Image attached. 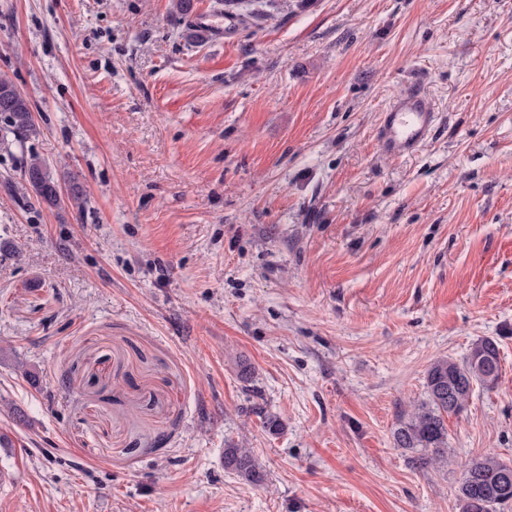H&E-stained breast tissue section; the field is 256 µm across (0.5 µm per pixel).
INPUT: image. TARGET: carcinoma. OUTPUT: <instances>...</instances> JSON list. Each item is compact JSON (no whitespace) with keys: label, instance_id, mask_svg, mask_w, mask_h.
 <instances>
[{"label":"carcinoma","instance_id":"obj_1","mask_svg":"<svg viewBox=\"0 0 512 512\" xmlns=\"http://www.w3.org/2000/svg\"><path fill=\"white\" fill-rule=\"evenodd\" d=\"M213 4L218 6L213 16L232 20L245 28L255 16L254 0H213ZM176 10L187 26L206 29L202 22L194 20V0H177ZM0 120L17 138L26 139L38 134L29 100L6 77H0ZM5 186L16 193L31 192L49 206H56L61 201L59 185L46 160L38 155L23 160L21 181L7 180ZM500 374L498 343L490 337L477 340L460 362L448 357L434 360L426 371L425 397L413 404L393 429L392 437L397 447L417 452L416 463L421 467L447 460L448 425L445 417L461 414L473 386L478 384L490 390L496 386ZM224 468L253 485H259L265 479L253 451L236 444L224 448ZM506 469L512 470V464L489 455L468 463L458 488L461 512H492L498 506L511 503L512 481L505 483L501 479Z\"/></svg>","mask_w":512,"mask_h":512}]
</instances>
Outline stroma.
I'll return each instance as SVG.
<instances>
[{"label": "stroma", "mask_w": 512, "mask_h": 512, "mask_svg": "<svg viewBox=\"0 0 512 512\" xmlns=\"http://www.w3.org/2000/svg\"><path fill=\"white\" fill-rule=\"evenodd\" d=\"M221 27L0 0L39 129L0 177L37 154L87 197L0 187V512H460L466 462L512 463V0H276ZM409 87L437 120L389 155ZM484 337L497 385L418 467L398 418ZM434 121V106L419 88L396 94L383 112L379 127L383 151L389 155L414 151L428 139ZM224 467L253 485H260L265 479V473L253 451L249 448H241L236 444H228L225 448Z\"/></svg>", "instance_id": "35a3bbf8"}]
</instances>
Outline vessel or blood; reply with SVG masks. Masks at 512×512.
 Returning <instances> with one entry per match:
<instances>
[{
	"instance_id": "vessel-or-blood-1",
	"label": "vessel or blood",
	"mask_w": 512,
	"mask_h": 512,
	"mask_svg": "<svg viewBox=\"0 0 512 512\" xmlns=\"http://www.w3.org/2000/svg\"><path fill=\"white\" fill-rule=\"evenodd\" d=\"M435 109L419 89L396 94L386 107L379 127V142L389 155H404L421 146L429 137Z\"/></svg>"
}]
</instances>
